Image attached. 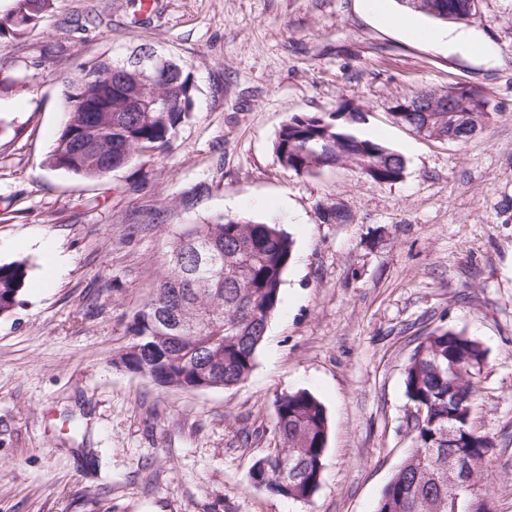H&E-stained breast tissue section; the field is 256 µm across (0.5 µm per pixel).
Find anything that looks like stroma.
Returning a JSON list of instances; mask_svg holds the SVG:
<instances>
[{"mask_svg": "<svg viewBox=\"0 0 512 512\" xmlns=\"http://www.w3.org/2000/svg\"><path fill=\"white\" fill-rule=\"evenodd\" d=\"M384 0H55L0 37V264L24 259L0 318V512H374L413 447L405 368L419 336L465 331L487 350L472 409L494 449L478 489L512 512V0H479L476 51L392 24ZM191 65L192 118L171 151L98 182L49 169L63 93L101 55L139 46ZM480 90L498 113L466 141L396 122L416 86ZM405 159L380 184L349 167L307 175L274 151L296 114L340 102ZM336 205L342 222L324 208ZM218 215L294 241L280 305L246 380L164 389L117 367L174 232ZM323 404L322 480L308 500L258 489L276 399Z\"/></svg>", "mask_w": 512, "mask_h": 512, "instance_id": "obj_1", "label": "stroma"}]
</instances>
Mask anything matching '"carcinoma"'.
Instances as JSON below:
<instances>
[{
	"label": "carcinoma",
	"instance_id": "obj_1",
	"mask_svg": "<svg viewBox=\"0 0 512 512\" xmlns=\"http://www.w3.org/2000/svg\"><path fill=\"white\" fill-rule=\"evenodd\" d=\"M407 8L441 22L464 21L477 0H399ZM54 0H17L0 16V36L19 37L51 12ZM117 61L101 59L88 67L65 91L66 120L59 130L47 167L89 182L136 160L145 152L170 149L191 116L196 90L190 69L179 62L137 94L157 101L154 112H129L121 85L101 73ZM442 92L413 89L395 101L397 120L429 137L463 141L494 117L496 107L479 113L478 123L453 124L437 111ZM108 112H86L84 105ZM360 113L346 110L325 115H294L280 128L274 149L282 166L311 174L333 165L349 166L379 183L398 181L405 159L391 148L349 128ZM214 254L208 267H193V248ZM292 238L275 223L220 215L203 224H184L167 251L163 269L146 302L133 316L132 341L115 364L164 388L194 389L200 380L209 388H228L251 373L270 318L279 307L283 275L292 256ZM28 274L24 260L0 264V317L20 304ZM210 281L200 291L193 278ZM173 304L193 325L187 340L164 337L156 309ZM486 350L463 331L436 329L416 345L405 369V392L424 406L423 422L413 425L414 446L402 459L377 502L375 512H493L476 495L484 479L491 439L465 421L478 398L475 366ZM280 445L263 457L266 467L251 474L255 485L282 497L307 500L317 491L323 470L328 419L321 402L298 390L277 400Z\"/></svg>",
	"mask_w": 512,
	"mask_h": 512
}]
</instances>
